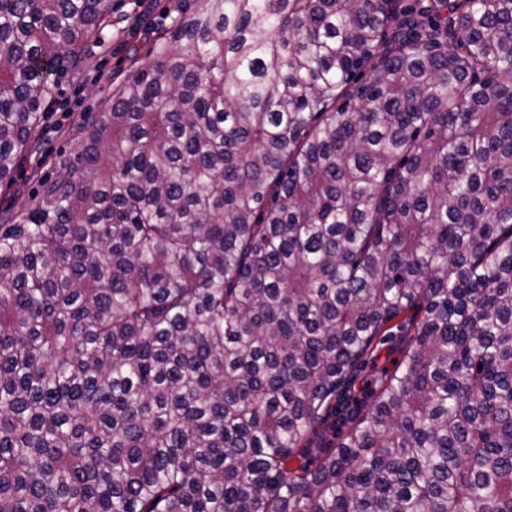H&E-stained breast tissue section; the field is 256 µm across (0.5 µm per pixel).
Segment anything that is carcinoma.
Returning a JSON list of instances; mask_svg holds the SVG:
<instances>
[{"mask_svg":"<svg viewBox=\"0 0 512 512\" xmlns=\"http://www.w3.org/2000/svg\"><path fill=\"white\" fill-rule=\"evenodd\" d=\"M111 16L0 0L1 191ZM146 56L0 224V512H512V0H199ZM377 375L370 368L358 371L352 387L349 391V408L345 413L352 414L355 411L364 414L371 404V392ZM350 425L351 424L349 423L341 429L333 427L325 429L324 431L321 429V435L313 437L308 445V449H300L297 454L294 453L293 457L291 458L289 468H295L299 464H306V460L312 463V469L316 467L319 462V451L317 448H337L348 432Z\"/></svg>","mask_w":512,"mask_h":512,"instance_id":"obj_1","label":"carcinoma"}]
</instances>
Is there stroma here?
<instances>
[{
	"label": "stroma",
	"mask_w": 512,
	"mask_h": 512,
	"mask_svg": "<svg viewBox=\"0 0 512 512\" xmlns=\"http://www.w3.org/2000/svg\"><path fill=\"white\" fill-rule=\"evenodd\" d=\"M135 0H112V23L90 48L83 68L66 77L62 83L57 109L49 113L42 140L24 167L16 174L19 189L15 201H22L37 190L41 181L55 177L50 163L59 154L75 155L79 146L67 133L69 125L84 112L98 108L112 94V79L128 74L134 47L142 46L143 33L131 29Z\"/></svg>",
	"instance_id": "obj_1"
}]
</instances>
